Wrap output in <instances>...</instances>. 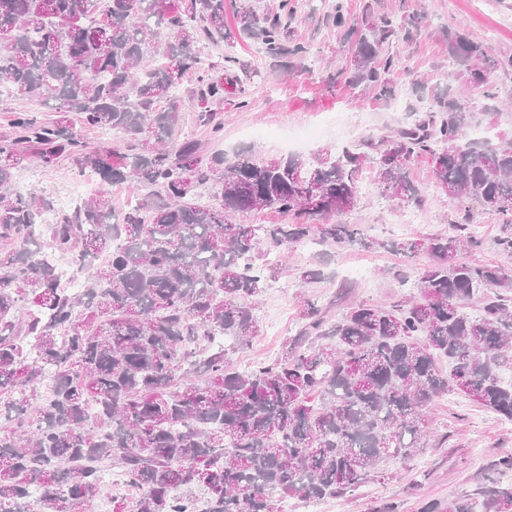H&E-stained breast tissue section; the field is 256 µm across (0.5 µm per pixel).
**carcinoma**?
Returning a JSON list of instances; mask_svg holds the SVG:
<instances>
[{
	"mask_svg": "<svg viewBox=\"0 0 512 512\" xmlns=\"http://www.w3.org/2000/svg\"><path fill=\"white\" fill-rule=\"evenodd\" d=\"M295 14L291 0L263 16L244 3L234 32L224 0H0V87L56 112H15L0 135V512H90L111 461L140 489L112 498V512H192L199 491L203 512H282L286 497L318 502L386 480L382 462L420 447L450 391L512 421V275L460 260L478 244L467 224L392 244L432 257L416 292L330 323L309 304L276 360L241 369L229 358L258 335L254 299L281 270L262 246L372 247L356 224L320 222L355 208L368 166L380 195L413 202L408 168L429 157L448 202L500 217L497 246L512 256V138L461 143L470 113L443 91L410 123L313 158L243 151L227 163L180 136L187 73L196 122L214 137L224 129L214 107L239 82L212 74L197 47L224 48L227 73L240 69L237 33L271 59L301 60L307 48L289 40ZM332 20L352 40L346 82L394 96L393 47L410 28L388 14L358 23L343 0ZM446 37L473 85L490 66L486 47L461 26ZM104 127L122 143L89 147L84 132ZM61 157L129 184L136 202L118 213L101 188L41 231L53 199L21 191L16 171ZM203 187L219 206L196 201ZM263 210L303 222L241 221ZM55 252L84 268L80 293L63 283ZM419 512H512V487Z\"/></svg>",
	"mask_w": 512,
	"mask_h": 512,
	"instance_id": "1",
	"label": "carcinoma"
}]
</instances>
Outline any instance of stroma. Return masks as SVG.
<instances>
[{
	"label": "stroma",
	"mask_w": 512,
	"mask_h": 512,
	"mask_svg": "<svg viewBox=\"0 0 512 512\" xmlns=\"http://www.w3.org/2000/svg\"><path fill=\"white\" fill-rule=\"evenodd\" d=\"M296 3L290 38L307 47L305 62L277 63L259 52L253 40H238L234 51L240 59V84L248 107L236 108V95H227L222 109L224 130L217 138L204 135L193 113L184 112L183 134L200 139L207 152L221 151L230 157L244 150L257 156L277 155L282 153V146L254 141L249 131H295L337 112L356 116L366 137L405 125L407 109L418 106L422 92L433 88L455 91L465 83L448 55L444 35L454 25L477 36L490 57L512 56V0H495L489 11L484 9L483 0H345L350 16L357 21L371 13L412 22V39L394 48L399 65L392 74L393 86L405 105L404 111L394 112L390 99L362 93L347 86L341 77L349 42L345 32L333 24L330 4L326 0ZM469 110L495 134L512 137V70L488 71L485 90L472 96ZM430 171V162L424 157L409 167V177L419 190V206L426 215L425 223L411 228L420 237L449 232L462 216L459 207L448 204ZM99 181L92 168L80 169L65 159L51 167L34 162L17 175L18 185L55 196L67 186ZM395 206V201L363 192L351 212L326 216L329 224L360 225L376 240V247L325 245L310 252L294 249L278 279L264 288L255 305L259 334L247 348L233 352L234 362L245 368L278 356L283 342L300 329L305 304H313L331 321L353 304L385 305L409 293L432 259L425 253L411 258L393 250V243L403 237L398 226L387 220L388 210ZM472 213L479 227V245L462 252L461 260L500 263L502 256L496 246L499 217L477 206ZM350 266L362 267V276L346 278ZM306 267L321 269L322 275L302 288L297 276ZM508 451L512 452L511 421L457 394H448L438 401L427 437L414 456L386 461L389 480L366 479L337 498V512H374L382 504L394 506L397 512H418L421 502L472 494L492 482L511 487L512 472L497 467L501 454Z\"/></svg>",
	"instance_id": "obj_1"
}]
</instances>
